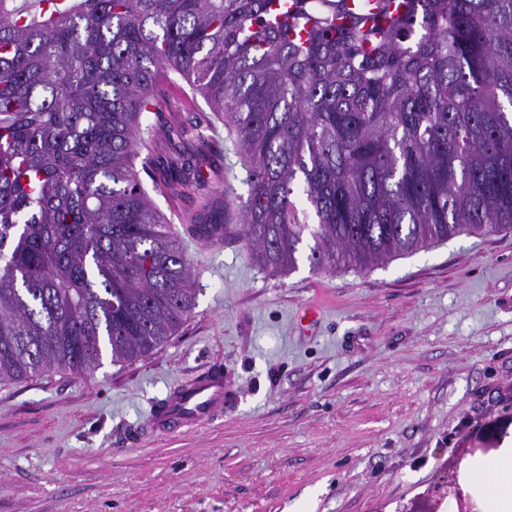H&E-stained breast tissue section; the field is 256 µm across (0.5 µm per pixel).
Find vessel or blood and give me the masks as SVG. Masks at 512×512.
Here are the masks:
<instances>
[{
  "label": "vessel or blood",
  "instance_id": "obj_1",
  "mask_svg": "<svg viewBox=\"0 0 512 512\" xmlns=\"http://www.w3.org/2000/svg\"><path fill=\"white\" fill-rule=\"evenodd\" d=\"M224 405V373L213 366L207 374L181 388L174 399L156 405L152 410V425L164 431L172 424L197 425Z\"/></svg>",
  "mask_w": 512,
  "mask_h": 512
}]
</instances>
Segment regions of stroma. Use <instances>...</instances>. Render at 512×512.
I'll use <instances>...</instances> for the list:
<instances>
[{
	"label": "stroma",
	"mask_w": 512,
	"mask_h": 512,
	"mask_svg": "<svg viewBox=\"0 0 512 512\" xmlns=\"http://www.w3.org/2000/svg\"><path fill=\"white\" fill-rule=\"evenodd\" d=\"M162 121L213 126L203 193L157 197L191 260V316L137 360L0 382V512H403L512 435V232L366 270L274 274L239 228L202 246V195L245 193L222 119L167 90ZM230 393L156 431L153 403L213 364Z\"/></svg>",
	"instance_id": "35a3bbf8"
}]
</instances>
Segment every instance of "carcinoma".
Returning <instances> with one entry per match:
<instances>
[{"instance_id":"obj_1","label":"carcinoma","mask_w":512,"mask_h":512,"mask_svg":"<svg viewBox=\"0 0 512 512\" xmlns=\"http://www.w3.org/2000/svg\"><path fill=\"white\" fill-rule=\"evenodd\" d=\"M176 75L248 172L237 217L196 223L238 221L265 268L306 237L324 271L512 229V0H0L1 381L134 361L191 314L139 180L203 185V131L151 122Z\"/></svg>"}]
</instances>
